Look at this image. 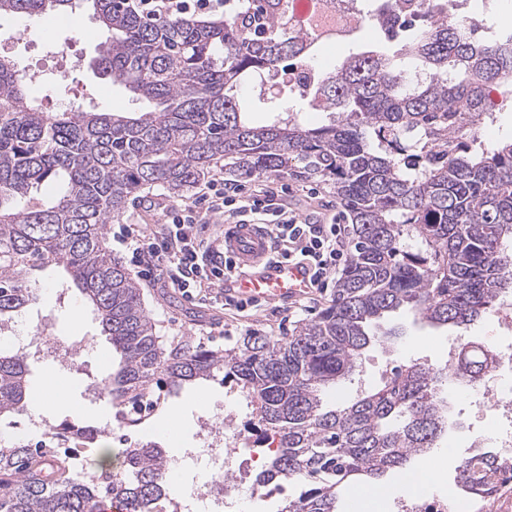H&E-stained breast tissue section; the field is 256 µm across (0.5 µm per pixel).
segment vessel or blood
Returning a JSON list of instances; mask_svg holds the SVG:
<instances>
[{"label":"vessel or blood","mask_w":512,"mask_h":512,"mask_svg":"<svg viewBox=\"0 0 512 512\" xmlns=\"http://www.w3.org/2000/svg\"><path fill=\"white\" fill-rule=\"evenodd\" d=\"M224 253L238 266L237 275L224 281L225 297L288 304L311 291L306 265L270 259V239L264 225H225Z\"/></svg>","instance_id":"vessel-or-blood-1"}]
</instances>
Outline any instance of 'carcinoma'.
<instances>
[{
    "instance_id": "1",
    "label": "carcinoma",
    "mask_w": 512,
    "mask_h": 512,
    "mask_svg": "<svg viewBox=\"0 0 512 512\" xmlns=\"http://www.w3.org/2000/svg\"><path fill=\"white\" fill-rule=\"evenodd\" d=\"M83 0H0V15L37 20ZM109 32L96 65L154 109L42 110L29 77L0 64V322L37 300L32 272L55 267L92 307L119 357L105 390L130 426L168 394L223 374L258 416L254 443L277 449L254 489L288 483L280 512H343L354 482L380 484L448 432V387L473 389L489 360L474 340L453 367L411 362L380 387L328 409L326 390L379 341L388 313L408 308L436 327L466 329L512 290V137L486 146L477 130L494 120L491 90L512 95V41L450 23L445 4L411 0L404 19L376 16L392 45L365 46L326 70L320 44L343 29L320 17L296 27L290 0H237L220 19L147 18L130 0H88ZM360 0H333L361 21ZM303 82L308 106L328 114L309 127L265 92L276 80ZM250 82L274 115L253 126ZM221 171L234 181L295 177L328 184L351 220L352 251L332 303L291 336L258 332L231 348L159 336L141 288L107 246L106 225L143 189L184 198ZM46 180L58 185L38 196ZM31 375L22 353L0 348V417L24 410ZM60 448L0 443V512H93L109 499L122 512H163L170 496L167 451L126 450L119 474L76 468L101 431L63 423ZM508 463L489 450L466 457L455 482L489 483Z\"/></svg>"
}]
</instances>
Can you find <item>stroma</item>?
<instances>
[{
    "label": "stroma",
    "mask_w": 512,
    "mask_h": 512,
    "mask_svg": "<svg viewBox=\"0 0 512 512\" xmlns=\"http://www.w3.org/2000/svg\"><path fill=\"white\" fill-rule=\"evenodd\" d=\"M70 24L56 22L54 15H46L30 21L10 15L0 16V37H18L20 44L14 53L19 68H40L58 76V92L83 103L86 107L115 112H130L136 104L131 94L120 85L98 75L94 62L98 44L107 33L93 14L89 0H83L71 14ZM361 44L387 46L384 31L375 23H367L363 29L348 39L330 41L321 46L316 61L329 68L346 57L352 48ZM249 191H258L273 197L275 201L292 208L301 216L312 219L323 215H336L339 222H346L347 215L329 186L310 185L309 182L291 177L257 178L245 181ZM184 199L169 196L163 189L154 187L143 190L134 199L133 206L120 222L110 223L108 231L117 230L119 224H139L145 230H158L168 215L183 208ZM133 278L138 279L145 307L156 324L159 335L167 338L191 337L195 342L233 347L247 332L257 331L279 339L288 336L298 323L315 318L334 297V289L314 294L296 303L283 306L266 303L244 310L216 304L188 301L174 288L165 286L163 280L143 279L139 268H131ZM39 283L38 299L32 310L15 314L13 325L23 335L33 334L39 322H46L52 336L74 343H84L85 349L78 358L74 371H64L61 363L47 362L34 368L32 378L41 381L45 372L66 377L69 382L63 394L64 404L48 412L46 423L62 422L78 425H94L100 428V444L113 450L112 469L122 467L125 449L146 443L151 431L159 424L162 412L190 404L200 392L215 398L212 407L192 410L181 432V445L185 448L198 446L197 421L200 418L223 425L226 419L236 417L240 421L254 420L253 408L245 406L239 390L221 380L206 381L186 386L178 394L166 398L158 414L152 415L137 426H125L122 416L104 389L103 379L110 370L103 363L104 355L110 354L111 345L100 328L92 310L84 305L75 289L66 283L61 271L45 269L36 272ZM381 329L402 328L400 338L369 346L358 361V367L338 391L326 398L328 406L347 404L363 393L380 386L386 371L412 361L442 364L445 347L449 340L489 338L493 328L490 319H482L467 329L434 328L420 322L408 309L390 314L380 323ZM471 450L466 438L457 431H449L434 449L432 456L412 458L409 468L416 471L435 463L443 475L444 486H451L461 461Z\"/></svg>",
    "instance_id": "35a3bbf8"
}]
</instances>
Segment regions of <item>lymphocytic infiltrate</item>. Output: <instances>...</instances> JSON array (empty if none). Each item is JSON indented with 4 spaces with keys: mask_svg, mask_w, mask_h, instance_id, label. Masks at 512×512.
<instances>
[{
    "mask_svg": "<svg viewBox=\"0 0 512 512\" xmlns=\"http://www.w3.org/2000/svg\"><path fill=\"white\" fill-rule=\"evenodd\" d=\"M224 213L240 223L267 225L273 257L307 262L316 287H328L347 260L342 249L344 225L299 220L268 198L215 180L158 231L128 224L120 229L118 242L128 248L145 276H162L168 287L189 298L220 304L222 284L232 275L234 264L225 258L222 243L205 240L202 233L214 215Z\"/></svg>",
    "mask_w": 512,
    "mask_h": 512,
    "instance_id": "1",
    "label": "lymphocytic infiltrate"
}]
</instances>
